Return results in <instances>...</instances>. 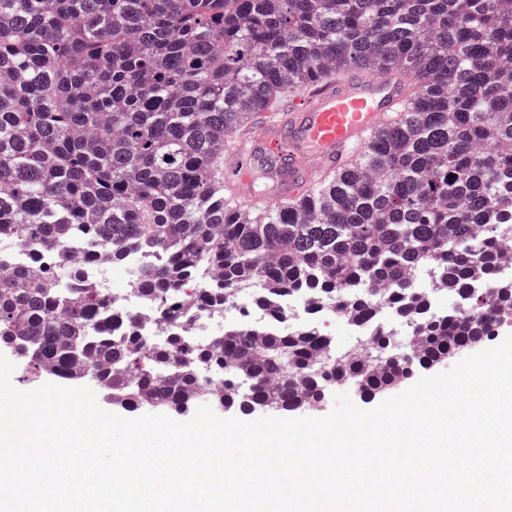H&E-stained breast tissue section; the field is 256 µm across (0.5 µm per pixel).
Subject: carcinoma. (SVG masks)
Returning a JSON list of instances; mask_svg holds the SVG:
<instances>
[{
  "label": "carcinoma",
  "instance_id": "obj_1",
  "mask_svg": "<svg viewBox=\"0 0 512 512\" xmlns=\"http://www.w3.org/2000/svg\"><path fill=\"white\" fill-rule=\"evenodd\" d=\"M410 80L406 111L371 135L344 175L299 204L251 210L224 184V151L290 96L349 70ZM512 220V0H0V240L23 226L63 268L101 242L160 261L145 297L214 313L254 289L334 297L351 317L379 301L368 355L317 330L229 326L207 344L146 350L106 290L63 288L32 264L0 270V346L51 376L90 380L128 410L290 413L332 386L384 391L491 338L512 318V280L492 269ZM222 287H197L208 272ZM477 271L488 287L470 290ZM425 274L463 311L417 317ZM224 377L216 387L202 374Z\"/></svg>",
  "mask_w": 512,
  "mask_h": 512
}]
</instances>
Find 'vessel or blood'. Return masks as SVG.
Segmentation results:
<instances>
[{
  "mask_svg": "<svg viewBox=\"0 0 512 512\" xmlns=\"http://www.w3.org/2000/svg\"><path fill=\"white\" fill-rule=\"evenodd\" d=\"M401 85L383 73L366 72L334 84H320L292 98L286 115L254 127L255 152L224 155V175L240 200L258 208L253 170L263 164L274 197H301L320 179L338 171L343 154L363 146L404 101Z\"/></svg>",
  "mask_w": 512,
  "mask_h": 512,
  "instance_id": "vessel-or-blood-1",
  "label": "vessel or blood"
}]
</instances>
